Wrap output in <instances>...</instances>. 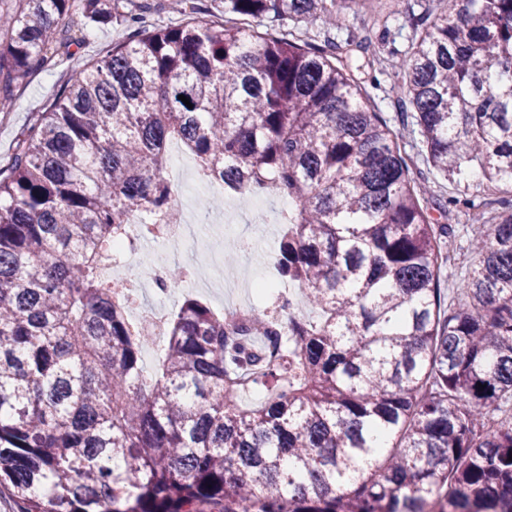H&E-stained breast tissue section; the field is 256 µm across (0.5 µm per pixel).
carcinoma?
I'll list each match as a JSON object with an SVG mask.
<instances>
[{
    "label": "carcinoma",
    "mask_w": 512,
    "mask_h": 512,
    "mask_svg": "<svg viewBox=\"0 0 512 512\" xmlns=\"http://www.w3.org/2000/svg\"><path fill=\"white\" fill-rule=\"evenodd\" d=\"M378 2L224 0L242 24L157 28L151 0H0V112L83 21L130 30L0 162V491L18 512H512V0H427L401 56L351 31L387 22ZM388 56L427 162L481 172L480 202L448 198L480 223L457 305L451 226L353 78ZM173 141L242 204L288 199L279 267L318 317L230 341L187 297L151 371L101 269L129 217L175 207ZM253 336L275 362L256 366Z\"/></svg>",
    "instance_id": "carcinoma-1"
}]
</instances>
